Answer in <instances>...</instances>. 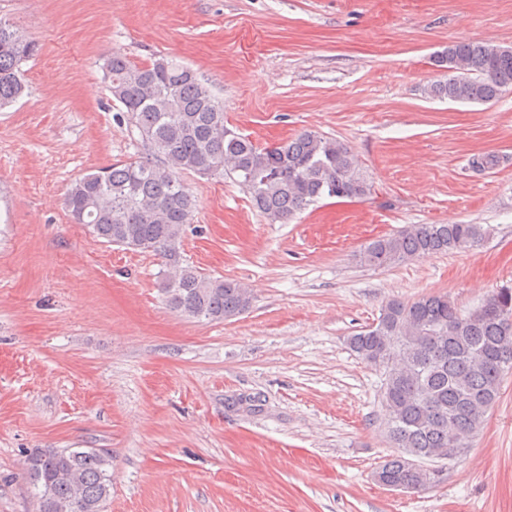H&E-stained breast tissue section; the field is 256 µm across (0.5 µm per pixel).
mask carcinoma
Segmentation results:
<instances>
[{"label": "carcinoma", "instance_id": "1", "mask_svg": "<svg viewBox=\"0 0 512 512\" xmlns=\"http://www.w3.org/2000/svg\"><path fill=\"white\" fill-rule=\"evenodd\" d=\"M37 44L0 22V108L25 91L21 65ZM448 80L430 95L487 104L512 90V47L459 41L434 56ZM109 92L131 117L147 154L86 174L71 184L66 207L101 242L162 259L168 305L188 318L226 320L246 312L253 295L243 283L211 278L183 263L178 245L195 199L181 175L227 174L272 223H285L322 198L364 199L371 191L354 152L312 131L258 147L231 131L211 85L191 68L159 57L138 66L114 52L105 63ZM488 230L481 224H412L372 240L358 254L365 266L389 267L420 254L466 252ZM512 287L493 291L462 312L446 295L391 299L368 328L348 338L352 352L385 376L382 402L397 448L376 474L404 492L445 480L443 467L468 448L512 369ZM40 465L25 474L38 512H104L112 494V458L98 448H37Z\"/></svg>", "mask_w": 512, "mask_h": 512}]
</instances>
